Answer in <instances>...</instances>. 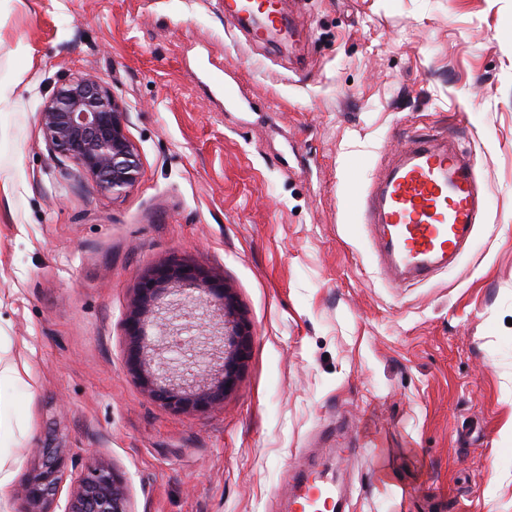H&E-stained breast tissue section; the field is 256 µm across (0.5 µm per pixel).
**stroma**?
<instances>
[{
    "label": "stroma",
    "instance_id": "stroma-1",
    "mask_svg": "<svg viewBox=\"0 0 512 512\" xmlns=\"http://www.w3.org/2000/svg\"><path fill=\"white\" fill-rule=\"evenodd\" d=\"M301 52L216 0H0V458L87 456L133 512H283L316 465L348 512H512V0H286ZM90 73L136 184L103 194L38 111ZM246 97L224 101L225 87ZM456 131L489 204L456 264L381 271L358 204L412 135ZM185 258L252 333L223 406L175 413L126 365L141 278Z\"/></svg>",
    "mask_w": 512,
    "mask_h": 512
}]
</instances>
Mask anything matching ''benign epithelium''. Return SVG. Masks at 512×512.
<instances>
[{
	"mask_svg": "<svg viewBox=\"0 0 512 512\" xmlns=\"http://www.w3.org/2000/svg\"><path fill=\"white\" fill-rule=\"evenodd\" d=\"M38 120L49 148L75 161L95 178L100 190L116 195L140 176L137 151L125 129V112L112 90L89 75L62 79L40 107ZM180 288L197 293L201 316L216 304L224 317V361L219 370L209 364V352L196 339L181 338L184 327L162 314L159 301ZM163 339L151 344L146 327ZM130 338L126 363L143 387L175 412H205L224 403L237 382L248 350V325L237 317L236 305L224 283L197 264L173 261L146 274L126 318ZM39 461L21 483L19 512H51L67 465L63 448L37 449ZM63 512H133L125 475L94 456L70 491Z\"/></svg>",
	"mask_w": 512,
	"mask_h": 512,
	"instance_id": "1",
	"label": "benign epithelium"
}]
</instances>
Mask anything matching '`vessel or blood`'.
<instances>
[{
    "label": "vessel or blood",
    "mask_w": 512,
    "mask_h": 512,
    "mask_svg": "<svg viewBox=\"0 0 512 512\" xmlns=\"http://www.w3.org/2000/svg\"><path fill=\"white\" fill-rule=\"evenodd\" d=\"M225 15L259 20L251 33L262 39L282 26L278 0H222ZM476 154L451 139L419 134L395 157L365 201V221L380 231L379 251L386 267L413 280L429 278L456 258L486 204L475 170ZM345 494L326 471L302 474L288 497L290 512H340Z\"/></svg>",
    "instance_id": "1"
}]
</instances>
